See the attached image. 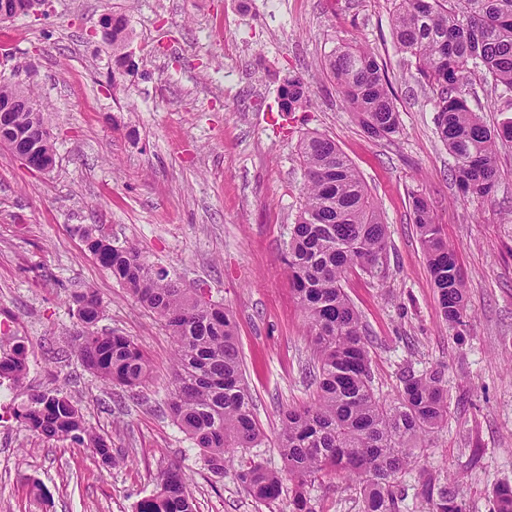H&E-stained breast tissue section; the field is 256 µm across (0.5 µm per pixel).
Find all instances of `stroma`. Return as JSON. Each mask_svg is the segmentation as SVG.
<instances>
[{
  "instance_id": "stroma-1",
  "label": "stroma",
  "mask_w": 512,
  "mask_h": 512,
  "mask_svg": "<svg viewBox=\"0 0 512 512\" xmlns=\"http://www.w3.org/2000/svg\"><path fill=\"white\" fill-rule=\"evenodd\" d=\"M394 0H47L0 23V74L33 86L56 163L27 168L0 148V332L29 349L22 386H0V512H136L159 472L179 468L195 512H289V490L255 501L233 471L214 475L163 406L174 343L159 321L86 250L82 227L103 225L184 288L235 317L245 382L264 432L238 454L280 469L282 412L309 401L314 362L284 253L303 202L298 145L316 132L352 161L388 226L386 274L350 271L343 288L361 316L373 387L394 400L407 372L441 370L448 424L399 477L402 512H424L425 483L455 489L465 512H493L512 483V147L488 198L460 195L436 133L433 93L391 34ZM125 17L132 69L113 75L104 15ZM363 40L386 64L401 131L368 137L320 67ZM302 78L309 107L282 113L280 88ZM465 92L488 126L512 117L498 91L471 77ZM428 200L464 271L468 318L442 319L412 215ZM97 289V324L134 340L150 375L110 387L69 349L80 326L65 302ZM61 387L121 463L102 465L71 441L45 442L12 416L31 389ZM314 512H362L358 480L309 478Z\"/></svg>"
}]
</instances>
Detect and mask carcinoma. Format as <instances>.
<instances>
[{"mask_svg": "<svg viewBox=\"0 0 512 512\" xmlns=\"http://www.w3.org/2000/svg\"><path fill=\"white\" fill-rule=\"evenodd\" d=\"M124 19H112L109 45L118 68L127 67ZM391 29L398 50L415 60L421 81L435 94L436 132L454 160L462 195L491 196L499 178V151L512 144V119L489 127L474 112L464 81L480 74L512 102V0H396ZM348 108L364 130L389 138L401 129L400 112L384 65L364 41L340 45L324 63ZM25 95L31 86L0 76V98ZM281 106L292 112L307 102L301 78L280 89ZM10 123L35 138L48 126L41 108L10 114ZM299 156L305 172L304 204L288 242V276L307 324L316 373L310 400L283 411L278 450L283 468L260 462L236 478L260 502L276 501L283 480L295 481L290 512H313L305 486L322 472L355 475L362 512H400L399 475L415 464L427 440L448 424V391L436 370L403 378L393 401L376 395L370 355L359 313L344 292L349 271L380 278L387 269L388 230L360 174L335 141L304 136ZM420 237L442 318L448 327L465 325L466 288L454 249L448 246L427 200L412 197ZM87 250L141 305L153 312L176 343L175 364L165 405L170 416L202 450L208 469L224 474V463L239 449L254 448L263 432L245 383L236 323L230 310L191 295L178 279L157 268L134 245H116L102 226L82 230ZM82 330L72 354L101 381L133 388L149 376L147 357L127 336L95 330L103 314L96 291L71 296ZM28 350L16 336H0V380L23 383ZM14 419L47 441L70 440L92 450L106 466L119 463L112 443L91 430L62 388L32 391L12 410ZM421 496L428 512H463L455 492ZM493 512H512V485L493 490ZM137 512H194L181 471L169 468L156 491Z\"/></svg>", "mask_w": 512, "mask_h": 512, "instance_id": "carcinoma-1", "label": "carcinoma"}]
</instances>
